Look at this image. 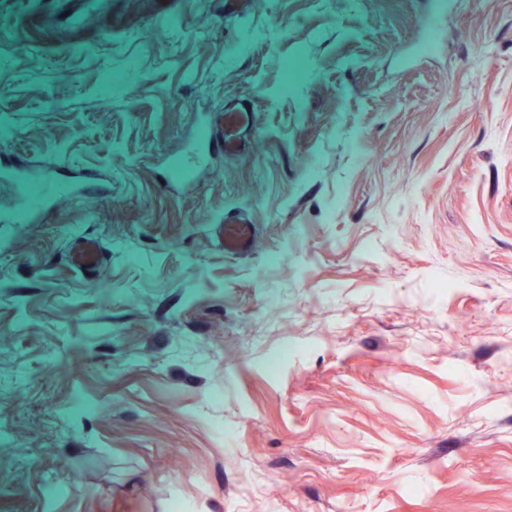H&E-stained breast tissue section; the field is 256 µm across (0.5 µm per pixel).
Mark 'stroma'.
Segmentation results:
<instances>
[{
  "mask_svg": "<svg viewBox=\"0 0 512 512\" xmlns=\"http://www.w3.org/2000/svg\"><path fill=\"white\" fill-rule=\"evenodd\" d=\"M433 2L0 0V215L73 172L0 227V512H512V0ZM194 136L189 150L197 159H206L217 153L236 154L243 150L242 133L252 124V113L247 102L224 107L213 122L196 117ZM71 178L70 172L65 166H59L49 181L37 180L34 183H25L26 203L23 210L13 214L8 219L15 222L21 218L36 217L40 222H47L55 212L59 200L56 197L55 184ZM224 250L228 253H245L255 244L252 224L237 218L224 219Z\"/></svg>",
  "mask_w": 512,
  "mask_h": 512,
  "instance_id": "stroma-1",
  "label": "stroma"
}]
</instances>
